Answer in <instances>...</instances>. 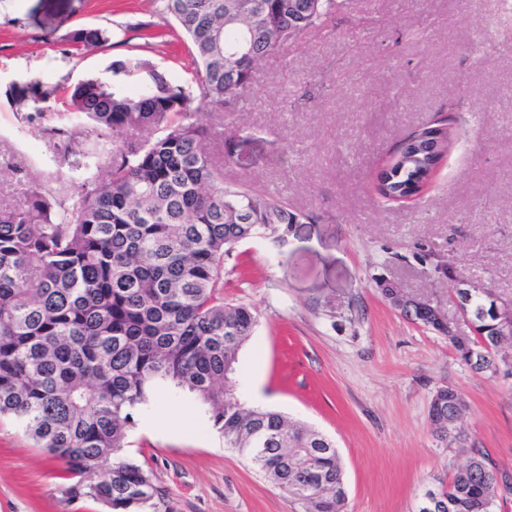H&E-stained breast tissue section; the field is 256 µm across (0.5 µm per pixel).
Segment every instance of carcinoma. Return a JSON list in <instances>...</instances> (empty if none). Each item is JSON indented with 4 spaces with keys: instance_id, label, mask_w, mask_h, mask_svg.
<instances>
[{
    "instance_id": "carcinoma-1",
    "label": "carcinoma",
    "mask_w": 512,
    "mask_h": 512,
    "mask_svg": "<svg viewBox=\"0 0 512 512\" xmlns=\"http://www.w3.org/2000/svg\"><path fill=\"white\" fill-rule=\"evenodd\" d=\"M288 12V0H160L191 44L198 91L171 82L148 60L115 61L60 100L111 143L110 160L83 177L68 204L33 191L28 205L0 209V417L13 418L38 448L77 478L65 493L112 512L156 506L159 490L139 465L100 463L125 448L134 415L161 384L197 394L224 447L235 448L301 505L344 512V470L332 439L278 411L245 408L234 396L238 354L257 314L224 303V257L262 238L283 251L304 214L279 193L224 185L207 148L203 112L222 111L251 90L254 72L289 40L327 24L335 0ZM246 51L232 58L236 41ZM108 40L77 29L78 46ZM137 75L140 88L124 89ZM55 90L35 84L44 109ZM136 131H149L145 140ZM448 148L434 123L395 146L376 177L385 201L418 193ZM476 366L494 369L500 336L488 288L465 298ZM468 411L448 393L431 401L435 432L449 442L448 417ZM447 498L445 507L427 501ZM500 482L472 451L449 484L426 492L416 512H497Z\"/></svg>"
}]
</instances>
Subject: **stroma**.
I'll list each match as a JSON object with an SVG mask.
<instances>
[{"mask_svg":"<svg viewBox=\"0 0 512 512\" xmlns=\"http://www.w3.org/2000/svg\"><path fill=\"white\" fill-rule=\"evenodd\" d=\"M79 28L107 42L70 46ZM146 58L191 81L187 41L154 0H0V204L30 187L68 201L84 155L105 153L93 125L59 106L36 113L33 81L66 89L115 61ZM449 117L448 151L418 197L385 203L375 177L406 134ZM224 183L264 185L305 213L284 251L255 239L224 259V300L258 313L234 392L330 437L346 512H415L465 454L429 420L456 386L470 442L512 476V382L473 370L447 338L405 319L378 276L452 310L425 252L512 301V9L503 0H336L326 26L288 41L256 71L236 109L205 117ZM67 128L66 145L54 135ZM239 146L224 160V135ZM123 458L141 465L159 512H301L236 449L198 398L157 388ZM57 461L0 418V512H109L64 493Z\"/></svg>","mask_w":512,"mask_h":512,"instance_id":"35a3bbf8","label":"stroma"}]
</instances>
